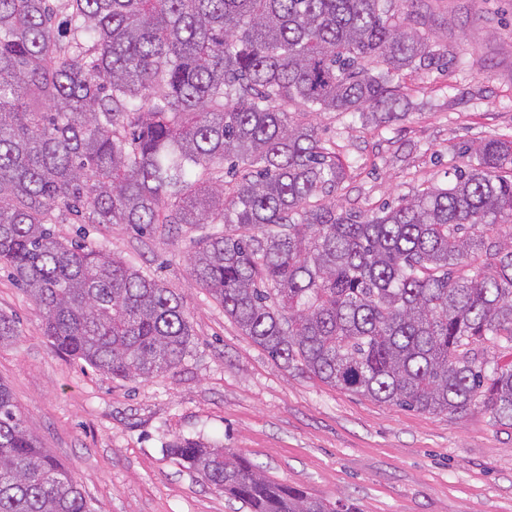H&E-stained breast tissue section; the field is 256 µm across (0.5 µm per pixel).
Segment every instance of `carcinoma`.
I'll return each mask as SVG.
<instances>
[{"instance_id":"1","label":"carcinoma","mask_w":512,"mask_h":512,"mask_svg":"<svg viewBox=\"0 0 512 512\" xmlns=\"http://www.w3.org/2000/svg\"><path fill=\"white\" fill-rule=\"evenodd\" d=\"M423 0H0V265L57 349L114 378L179 365V295L82 224L202 228L190 275L288 368L421 412L512 426V141L489 138L432 187L363 219L322 112L405 116L398 72L440 58ZM384 67L375 75L371 64ZM298 104L301 110L288 111ZM224 225L220 230L217 225ZM167 452L248 512H358L178 436ZM0 512H90L0 383Z\"/></svg>"}]
</instances>
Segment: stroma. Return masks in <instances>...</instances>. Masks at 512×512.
<instances>
[{
  "mask_svg": "<svg viewBox=\"0 0 512 512\" xmlns=\"http://www.w3.org/2000/svg\"><path fill=\"white\" fill-rule=\"evenodd\" d=\"M423 9L448 61L395 75L405 118H317L348 171L336 193L343 209L369 214L450 183L465 148L512 140V0H425ZM54 230L158 277L194 330L177 367L115 379L55 350L32 299L0 269V311L18 326L0 344V382L91 512H233L167 453L178 435L244 453L271 479L359 512H512V426L478 406L453 414L379 403L273 360L191 279L198 229L149 238L127 224L66 220Z\"/></svg>",
  "mask_w": 512,
  "mask_h": 512,
  "instance_id": "1",
  "label": "stroma"
}]
</instances>
